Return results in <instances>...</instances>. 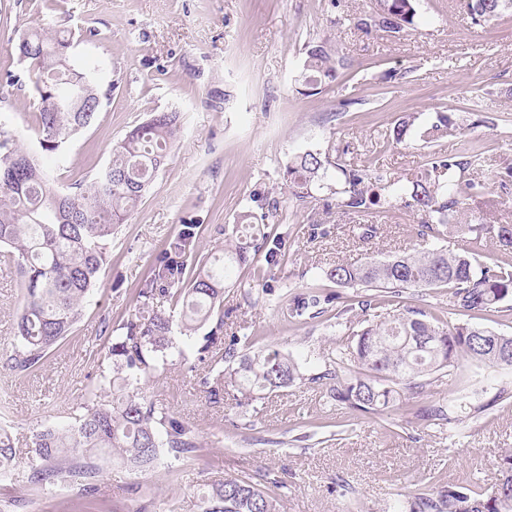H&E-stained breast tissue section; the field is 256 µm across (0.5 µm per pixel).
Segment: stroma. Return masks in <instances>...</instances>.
Segmentation results:
<instances>
[{
	"label": "stroma",
	"mask_w": 512,
	"mask_h": 512,
	"mask_svg": "<svg viewBox=\"0 0 512 512\" xmlns=\"http://www.w3.org/2000/svg\"><path fill=\"white\" fill-rule=\"evenodd\" d=\"M374 6L375 0H0V76L22 71L16 45L37 25L71 34L73 54L100 78L96 121L54 169L61 189L108 161L113 145L150 113L175 111L181 121L150 191L118 227L81 319L25 375L3 366L15 349L11 328L23 298L18 275L0 270V427L16 449L13 470L0 479V512H203L212 485L268 472L288 481L282 512H385L429 476L494 483L499 459L512 450V399L495 396L512 371L467 366L430 386V398L443 403H489L463 433L397 410L364 416L322 398L311 384L242 403L226 394L214 403L199 384L207 366L198 359V332L181 337L184 359L160 368L143 390L192 427L200 445L193 458L164 452L146 472L117 460L105 464L91 508L78 484L42 492L27 481L36 462L33 433L68 422L71 408L108 371L102 327L136 313L150 268L183 220L201 224L197 251L208 255L223 246V230L251 234L238 221L250 195L276 199L279 217L269 227L282 235L286 259L267 268L263 280L245 269L226 281L224 334H254L260 345L306 356L312 369L335 351V329L288 319L263 299V285L299 294L338 264L417 247L420 216L401 207L352 213L316 185L298 199L284 178L295 154L347 150L370 169L406 178L424 167L429 149L416 138L393 144L389 129L409 113L423 126L448 110L458 128L441 140L442 152L466 138L486 157V187L465 198L463 223L512 224V177L505 170L512 164V15L474 27L464 0H421L416 25L399 35L355 29L351 17ZM311 41L326 42L347 66L320 94L304 96L296 78ZM392 70L404 79L383 82ZM472 100L488 125L472 126L465 111ZM32 112L28 86L0 87V129L28 147L36 144ZM357 224L376 225V236L358 239ZM340 480L349 494L337 491Z\"/></svg>",
	"instance_id": "obj_1"
}]
</instances>
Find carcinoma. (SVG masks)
Masks as SVG:
<instances>
[{"mask_svg": "<svg viewBox=\"0 0 512 512\" xmlns=\"http://www.w3.org/2000/svg\"><path fill=\"white\" fill-rule=\"evenodd\" d=\"M385 2L383 15L351 18L354 28L366 34L399 33L415 24L419 0ZM465 9L471 24L480 26L512 10V0H467ZM70 48L69 36L61 32L49 36L33 28L18 45L25 69L19 74L8 71L4 78L8 86L29 83L37 98L36 147H24L14 135L0 131V263L20 274L23 293L22 310L12 327L16 349L3 367L19 373L34 370L80 320L83 303L107 261L116 226L149 192L181 132L177 113L154 112L112 148L109 162L90 179L76 184L73 192L59 190L44 158L64 159L75 136L95 121L100 109L96 69L77 63ZM346 66L325 45L308 46L299 74L301 94H315ZM413 125V116L401 118L388 138L405 142ZM454 130L452 117L438 112L421 138L432 144ZM480 167L481 153L469 140L448 154L431 152L425 168L404 184L387 171L369 170L342 154L332 159L305 151L293 158L287 176L298 198L310 197L312 186L333 179L340 185L334 191L338 205L348 211L365 213L400 205L424 215L416 228L420 239L461 232L468 235L469 243L465 253L427 248L357 266L337 265L322 271L301 294L263 288L262 294L276 297L288 318H319L345 337L346 344L308 376L297 358L276 348L239 351L242 341L254 344L253 336L233 335L224 342V282L261 253L267 265L279 264L285 257L280 238L264 231L246 240L226 233L224 257L199 258L190 274L186 257L201 225L181 224L140 291L141 307L119 327L120 334L108 347L112 363L108 384L119 396L106 401V387L95 385L74 422L50 423L35 432L40 464L31 469L28 482L43 491L61 482L76 483L91 502L98 493L96 459H120L147 471L157 464L163 447L178 459L190 458L199 449L193 430L167 408L145 401L140 386L174 356H182L174 330L185 335L206 324L209 331L198 354L207 360L201 385L211 400L229 386L251 397L308 381L320 386L324 398L362 415L398 407L440 428L478 421L488 406L422 405L420 400L432 383L459 368L462 357L479 366L512 367L511 335L452 319L456 314L505 312L502 303L512 298V269L476 259L489 234L499 246L512 249V224L458 221L463 194L477 195L486 186L479 177ZM250 202L263 210L262 221L278 214L277 201L266 195H254ZM324 279L357 292L342 306L343 296L324 288L320 284ZM407 288L446 289L448 310L438 316L425 307H408L365 327L348 318L355 309L367 313L384 303L387 295ZM160 297L180 305L178 323L150 307ZM14 459L10 437L0 433V472L7 471ZM497 472L490 487L478 480L454 485L426 478L409 495L389 504L386 512H512V452L501 458ZM286 487L285 480L269 473L261 482L226 478L205 497L203 512H279L278 491Z\"/></svg>", "mask_w": 512, "mask_h": 512, "instance_id": "obj_1", "label": "carcinoma"}]
</instances>
